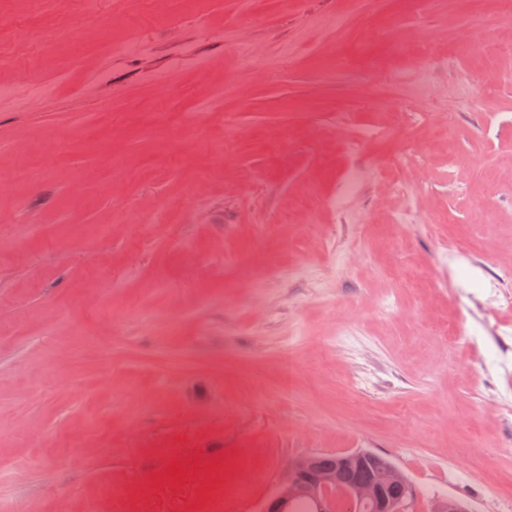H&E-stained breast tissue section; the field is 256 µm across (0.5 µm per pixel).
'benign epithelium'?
I'll use <instances>...</instances> for the list:
<instances>
[{"instance_id":"benign-epithelium-1","label":"benign epithelium","mask_w":512,"mask_h":512,"mask_svg":"<svg viewBox=\"0 0 512 512\" xmlns=\"http://www.w3.org/2000/svg\"><path fill=\"white\" fill-rule=\"evenodd\" d=\"M418 493L390 460L356 450L298 457L286 463L261 512H292L304 500L310 512H415Z\"/></svg>"}]
</instances>
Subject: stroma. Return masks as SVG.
Listing matches in <instances>:
<instances>
[{"mask_svg":"<svg viewBox=\"0 0 512 512\" xmlns=\"http://www.w3.org/2000/svg\"><path fill=\"white\" fill-rule=\"evenodd\" d=\"M35 80L0 98V512H189L176 457L260 512L355 450L417 512H512L498 0H0Z\"/></svg>","mask_w":512,"mask_h":512,"instance_id":"1","label":"stroma"}]
</instances>
